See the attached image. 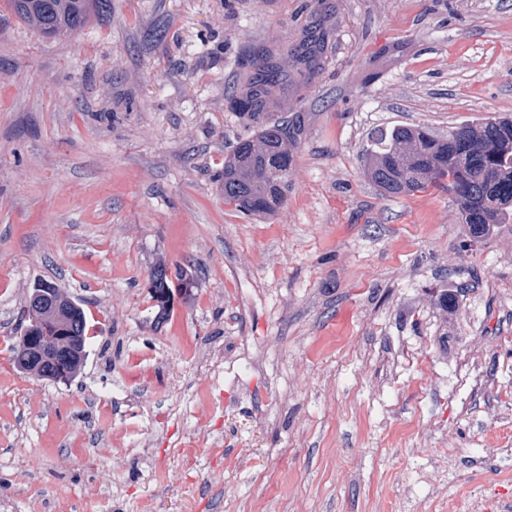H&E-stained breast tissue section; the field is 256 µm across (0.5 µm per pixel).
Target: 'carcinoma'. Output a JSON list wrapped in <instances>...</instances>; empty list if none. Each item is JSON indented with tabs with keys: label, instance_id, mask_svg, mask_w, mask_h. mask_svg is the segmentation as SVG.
Listing matches in <instances>:
<instances>
[{
	"label": "carcinoma",
	"instance_id": "obj_1",
	"mask_svg": "<svg viewBox=\"0 0 512 512\" xmlns=\"http://www.w3.org/2000/svg\"><path fill=\"white\" fill-rule=\"evenodd\" d=\"M47 39L77 34L91 14L104 17L111 0H0ZM322 8L292 47H276L279 38L267 37L269 46L253 52L226 102L251 135L239 138L224 155V200L250 215L273 216L284 206L292 177L294 156L309 126V114L292 112L288 86L309 80L327 61L333 6ZM364 177L388 196L412 195L438 186L459 204L461 223L468 236L482 241L501 224L512 223V117L501 116L448 128L435 134L419 126H393L372 137L362 157ZM148 288L158 318L168 316L157 295L180 288L187 293L192 279L159 262L152 268ZM54 302L63 311L46 310L28 318V332L44 338L54 351L51 374L34 370L35 353L21 336L12 346L13 364L40 380L65 374L76 378L86 360V315L71 297L54 289Z\"/></svg>",
	"mask_w": 512,
	"mask_h": 512
}]
</instances>
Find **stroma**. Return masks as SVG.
<instances>
[{
    "label": "stroma",
    "mask_w": 512,
    "mask_h": 512,
    "mask_svg": "<svg viewBox=\"0 0 512 512\" xmlns=\"http://www.w3.org/2000/svg\"><path fill=\"white\" fill-rule=\"evenodd\" d=\"M331 2L274 216L224 199L247 134L225 96L317 0H112L55 41L0 8L8 512H448L512 474V224L472 242L447 192L389 197L361 174L374 129L512 114V0ZM160 261L194 288L159 323ZM42 281L86 313L68 382L13 365Z\"/></svg>",
    "instance_id": "35a3bbf8"
}]
</instances>
